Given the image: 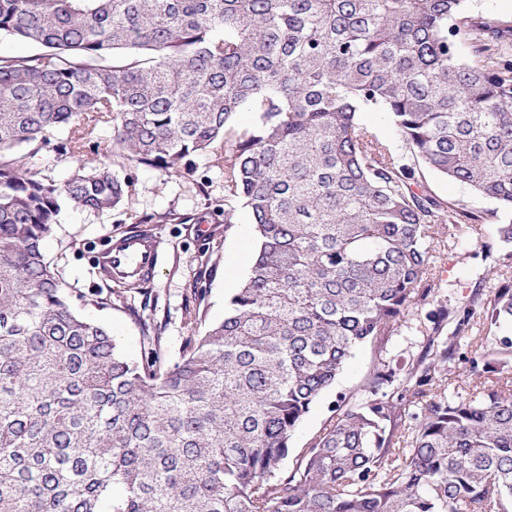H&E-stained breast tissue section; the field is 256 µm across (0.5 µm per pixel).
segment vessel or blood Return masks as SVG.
<instances>
[{
  "label": "vessel or blood",
  "instance_id": "b4317fda",
  "mask_svg": "<svg viewBox=\"0 0 512 512\" xmlns=\"http://www.w3.org/2000/svg\"><path fill=\"white\" fill-rule=\"evenodd\" d=\"M157 236L143 231L121 237L107 252V263L114 280L122 281L135 276L151 280L155 274L158 248Z\"/></svg>",
  "mask_w": 512,
  "mask_h": 512
}]
</instances>
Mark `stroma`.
Segmentation results:
<instances>
[{"label": "stroma", "instance_id": "stroma-1", "mask_svg": "<svg viewBox=\"0 0 512 512\" xmlns=\"http://www.w3.org/2000/svg\"><path fill=\"white\" fill-rule=\"evenodd\" d=\"M91 141L98 146V160L134 178L132 194L118 209L103 214L72 206L63 209L46 242L45 256L58 267L81 313L108 326L129 356L139 357L140 336L146 326L161 336L170 355H178L187 337L199 331L198 325L188 321L189 310L201 303L204 323L223 320L225 299L249 270L256 246L254 226L242 210L237 211L234 223H225L224 173L212 167L207 157L195 158L191 170L174 176L125 159L113 147L109 128H98ZM424 183L449 206L481 217L473 226L456 225L452 236L436 247L435 296L454 307L476 290L497 286L498 274L512 273V248L499 247L489 257L482 252L483 243L497 238L494 201L477 197L467 186L431 171L426 172ZM150 216L155 219L150 229L161 241L155 276L140 294L125 302L94 303V295L107 292L95 270L96 260L116 239L138 229L140 220ZM201 224L208 225V235L198 233ZM199 288L205 289V299L197 298ZM424 346L414 313L385 340L361 346L334 389L325 392L301 421L283 473L292 471L306 444L328 423L337 393L356 394L377 364L407 366L417 360Z\"/></svg>", "mask_w": 512, "mask_h": 512}]
</instances>
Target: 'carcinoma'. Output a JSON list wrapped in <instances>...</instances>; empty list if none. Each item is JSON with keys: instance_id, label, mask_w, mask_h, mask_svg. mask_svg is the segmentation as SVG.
<instances>
[{"instance_id": "cac0c4a2", "label": "carcinoma", "mask_w": 512, "mask_h": 512, "mask_svg": "<svg viewBox=\"0 0 512 512\" xmlns=\"http://www.w3.org/2000/svg\"><path fill=\"white\" fill-rule=\"evenodd\" d=\"M468 2L0 0V34L42 47L0 57V512H512V380L448 391L457 369L507 365L512 282L434 298L440 226L479 216L423 183L493 200L512 244V25ZM100 124L170 174L210 156L224 223L241 207L255 227L224 320L177 357L159 336L126 356L44 254L63 204L131 195L106 166L31 172L83 155ZM425 305L417 363L338 395L278 477L354 351ZM360 120L380 141L389 145L397 152H403L402 144L383 114L379 112H362Z\"/></svg>"}]
</instances>
